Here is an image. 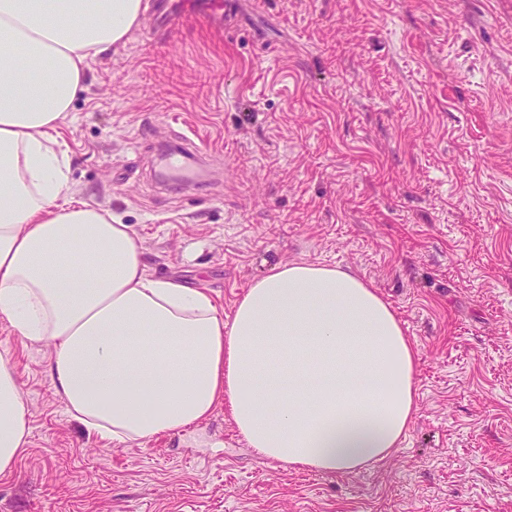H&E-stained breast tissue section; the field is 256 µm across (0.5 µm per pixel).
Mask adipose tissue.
<instances>
[{"label":"adipose tissue","mask_w":512,"mask_h":512,"mask_svg":"<svg viewBox=\"0 0 512 512\" xmlns=\"http://www.w3.org/2000/svg\"><path fill=\"white\" fill-rule=\"evenodd\" d=\"M142 0H0V318L50 347L57 395L88 432L148 441L228 404L249 448L347 474L388 458L415 412L417 358L368 281L314 262L254 279L224 319L207 289L147 274L131 225L73 201L54 132L89 59ZM30 428L0 357V474Z\"/></svg>","instance_id":"adipose-tissue-1"}]
</instances>
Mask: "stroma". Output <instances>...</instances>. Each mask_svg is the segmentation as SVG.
<instances>
[{"label":"stroma","mask_w":512,"mask_h":512,"mask_svg":"<svg viewBox=\"0 0 512 512\" xmlns=\"http://www.w3.org/2000/svg\"><path fill=\"white\" fill-rule=\"evenodd\" d=\"M60 132L71 194L224 315L288 261L371 282L417 352L416 412L342 476L257 457L221 405L112 442L0 321L31 428L0 512H512V0H235L227 27L165 32L147 13ZM186 139L198 176L172 190L160 155Z\"/></svg>","instance_id":"35a3bbf8"}]
</instances>
